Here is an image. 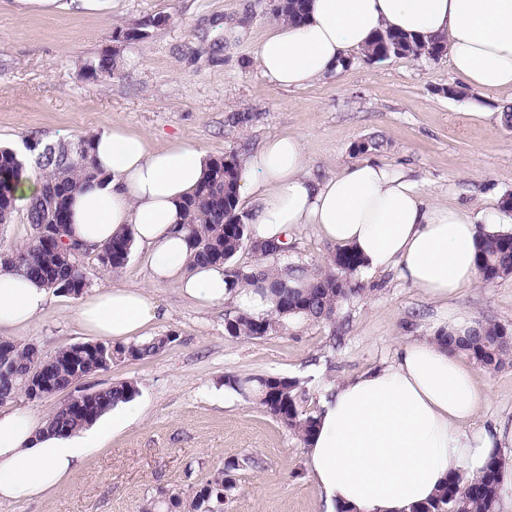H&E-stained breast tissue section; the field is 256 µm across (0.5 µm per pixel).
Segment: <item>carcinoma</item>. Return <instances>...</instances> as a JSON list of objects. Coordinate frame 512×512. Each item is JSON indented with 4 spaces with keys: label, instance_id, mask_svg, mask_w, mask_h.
Listing matches in <instances>:
<instances>
[{
    "label": "carcinoma",
    "instance_id": "1",
    "mask_svg": "<svg viewBox=\"0 0 512 512\" xmlns=\"http://www.w3.org/2000/svg\"><path fill=\"white\" fill-rule=\"evenodd\" d=\"M306 0H288V7L276 16L300 22L305 15ZM445 40L435 38L427 43L402 32H378L368 46L365 57L381 61L394 56H421L436 60L441 56ZM118 61L103 54L84 66V73L95 78H110L117 72ZM87 139L71 145L28 144L38 156L41 189L25 208L26 223L68 224V199L73 191L96 178L97 171L87 160ZM230 163L214 158L202 181L183 204L182 229L187 234L194 263L232 264L247 249L252 239L245 215L238 211V181L242 158L228 156ZM24 165L12 150L0 149V224L13 221L15 187L23 178ZM131 234L121 233L107 243L111 257L98 261L104 270H117L128 261ZM22 258L16 272L41 280L48 287L61 291L72 286L74 295L88 287V278L79 259L56 238L47 244L33 234L15 250ZM256 265L247 270L232 269L234 281L251 286L268 295L273 303L269 317L256 320L238 309L225 318V330L233 338L255 339L274 335L287 328L288 319L336 324L340 307L353 301L362 291L356 279L362 265L361 257L352 249H338L326 266L309 269L302 264L281 260L284 253L258 252ZM476 265L482 280L494 282L512 276V234L484 236L477 246ZM169 336H153L115 347L118 356L142 360L160 353ZM449 348L464 354L487 371H496L512 361V332L496 322H479L464 336L446 334ZM0 348L9 354L16 373H0V403L14 399L23 391L19 376L40 369L57 382V391L69 389L75 371L88 376L105 369L109 354L96 347L92 350L71 344L51 356H44L33 344L0 341ZM229 385L245 400L252 402L306 443L313 435L317 418L306 408L307 392L294 378L279 376H247L234 378ZM137 394L134 383L124 381L106 390H98L89 399L90 414L84 416L60 403L47 420L48 429L68 435L76 432ZM505 461L493 456L478 474L465 478L460 474L448 477L437 493L427 501L410 505V512H497ZM236 464L228 463L189 495L162 492L150 499L145 512H212L224 506L237 483Z\"/></svg>",
    "mask_w": 512,
    "mask_h": 512
}]
</instances>
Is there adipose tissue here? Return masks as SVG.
<instances>
[{
    "instance_id": "1",
    "label": "adipose tissue",
    "mask_w": 512,
    "mask_h": 512,
    "mask_svg": "<svg viewBox=\"0 0 512 512\" xmlns=\"http://www.w3.org/2000/svg\"><path fill=\"white\" fill-rule=\"evenodd\" d=\"M386 28L426 42L445 38L465 85L512 98V0H307L302 23L279 20L266 32L258 66L270 83L301 90L338 71ZM88 157L98 178L71 195L68 240L95 248L131 232L133 247L149 257L153 282L175 283L201 308L231 299L253 317L270 313V300L255 290L231 288L226 265H188L181 204L210 165L206 149L182 141L154 148L116 125L90 136ZM239 194L250 201L254 239L284 245L292 232L313 226L324 240L358 252L366 270L397 269L437 305L431 336L408 340L391 363L324 397L306 450L328 512L340 504L408 512L450 475L479 473L512 445V425L467 431L481 396L468 365L438 339L469 330L450 304L478 276L479 235L512 232V212L475 219L434 204L406 173L370 161L313 179L301 141L289 135L268 137L249 154ZM49 297L39 280L0 266V331L43 317ZM162 316L149 290L121 286L93 291L74 312L83 331L117 342L143 335ZM83 456L80 435L58 436L28 412L0 411V503L49 496Z\"/></svg>"
}]
</instances>
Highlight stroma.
I'll return each mask as SVG.
<instances>
[{"label":"stroma","instance_id":"stroma-1","mask_svg":"<svg viewBox=\"0 0 512 512\" xmlns=\"http://www.w3.org/2000/svg\"><path fill=\"white\" fill-rule=\"evenodd\" d=\"M273 0H114L105 17L25 15L0 0V143H76L126 127L154 147L182 140L211 156L249 155L266 138L301 139L307 170L322 179L373 160L401 169L429 200L473 213L512 194V128L495 115L511 103L492 92L451 98L459 85L447 58L391 56L367 61L355 53L337 75L298 91L270 84L256 48L273 24ZM166 25L149 26L156 15ZM145 27L137 41L117 30ZM114 52L113 78L84 74L89 60ZM251 120L235 125L232 114ZM335 245L311 226L292 233L286 256L309 267L327 263ZM91 288L152 286L166 312L153 335L172 336L158 355L121 359L82 380L99 390L134 382L141 415L90 439L78 469L49 497L0 504V512H142L159 492L190 494L216 469L236 462L238 488L224 512H326L307 470L306 450L292 432L242 398L225 378L257 374L299 379L307 406L319 410L330 388L390 363L397 347L425 335L435 304L392 271L361 276V295L345 305L342 344L332 325L289 321L279 334L235 339L224 330L233 302L208 309L175 285H151L145 253H131L112 271L83 260ZM79 298L52 294L48 313L9 333L42 354L86 341L73 318ZM452 309L468 320L512 329V277L465 288ZM484 399L477 425L512 422V363L476 369Z\"/></svg>","mask_w":512,"mask_h":512}]
</instances>
